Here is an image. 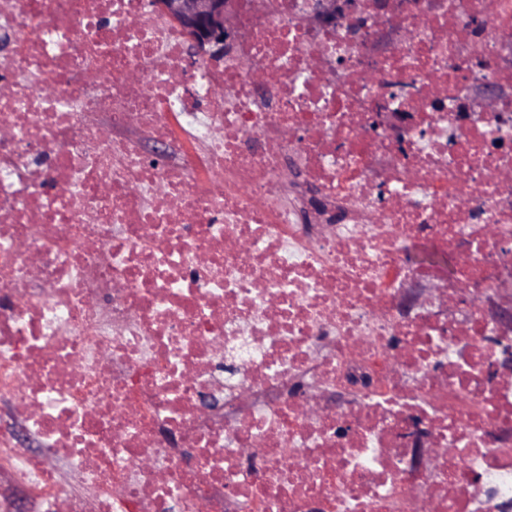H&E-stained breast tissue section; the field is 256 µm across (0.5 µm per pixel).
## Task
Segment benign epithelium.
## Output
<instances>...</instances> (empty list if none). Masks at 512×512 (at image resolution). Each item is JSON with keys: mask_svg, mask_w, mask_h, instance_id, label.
Here are the masks:
<instances>
[{"mask_svg": "<svg viewBox=\"0 0 512 512\" xmlns=\"http://www.w3.org/2000/svg\"><path fill=\"white\" fill-rule=\"evenodd\" d=\"M154 15L177 27L199 58L224 53L232 37V5L229 0H151ZM314 20L329 25L336 21V0H316Z\"/></svg>", "mask_w": 512, "mask_h": 512, "instance_id": "benign-epithelium-1", "label": "benign epithelium"}]
</instances>
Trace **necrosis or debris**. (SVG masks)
Returning <instances> with one entry per match:
<instances>
[{"instance_id":"obj_1","label":"necrosis or debris","mask_w":512,"mask_h":512,"mask_svg":"<svg viewBox=\"0 0 512 512\" xmlns=\"http://www.w3.org/2000/svg\"><path fill=\"white\" fill-rule=\"evenodd\" d=\"M313 3L234 0L192 66L144 0H0V474L38 512H512V0Z\"/></svg>"}]
</instances>
